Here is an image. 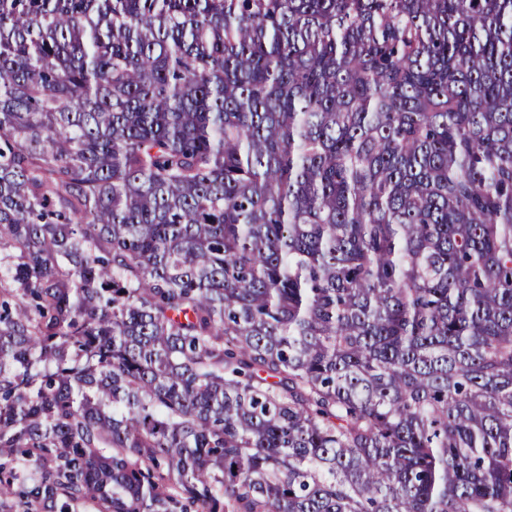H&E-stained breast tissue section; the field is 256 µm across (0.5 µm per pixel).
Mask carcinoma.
Wrapping results in <instances>:
<instances>
[{
  "label": "carcinoma",
  "mask_w": 512,
  "mask_h": 512,
  "mask_svg": "<svg viewBox=\"0 0 512 512\" xmlns=\"http://www.w3.org/2000/svg\"><path fill=\"white\" fill-rule=\"evenodd\" d=\"M0 512H512V0H0Z\"/></svg>",
  "instance_id": "1"
}]
</instances>
